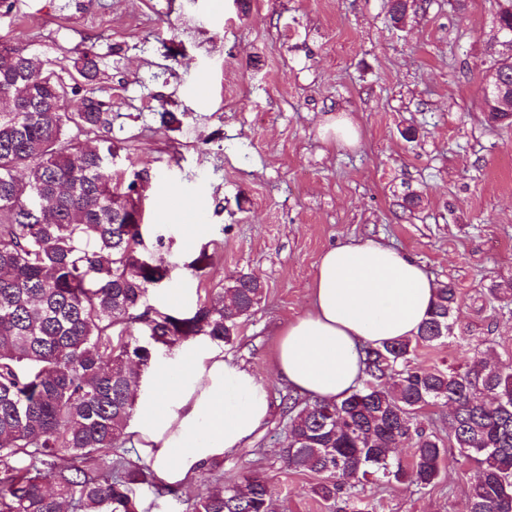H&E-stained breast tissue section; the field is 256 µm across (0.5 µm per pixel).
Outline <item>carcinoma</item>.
Returning a JSON list of instances; mask_svg holds the SVG:
<instances>
[{"label": "carcinoma", "mask_w": 512, "mask_h": 512, "mask_svg": "<svg viewBox=\"0 0 512 512\" xmlns=\"http://www.w3.org/2000/svg\"><path fill=\"white\" fill-rule=\"evenodd\" d=\"M2 95L15 105L0 110V512H138L134 486L157 480L118 448L141 371L198 336L232 343L264 285L240 273L189 312L146 305L169 269L147 256L141 208L118 189L147 177L105 174L116 157L106 102L61 111L65 84L4 42ZM487 294L511 301L512 280ZM458 310V289L442 284L417 335L365 348L367 379L346 397L288 396L284 459L319 477L321 500L371 479L433 485L451 446L480 468L469 512H512V371L478 347L463 371L411 365L416 348L452 335ZM439 404L452 409L446 443L419 421ZM406 445L404 463L395 451ZM61 448L80 464L56 467ZM217 467L186 512H270L263 477L226 482Z\"/></svg>", "instance_id": "carcinoma-1"}]
</instances>
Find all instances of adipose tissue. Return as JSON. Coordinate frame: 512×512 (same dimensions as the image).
Returning a JSON list of instances; mask_svg holds the SVG:
<instances>
[{"label":"adipose tissue","instance_id":"ef3b65f1","mask_svg":"<svg viewBox=\"0 0 512 512\" xmlns=\"http://www.w3.org/2000/svg\"><path fill=\"white\" fill-rule=\"evenodd\" d=\"M437 288L420 263L380 242L329 248L308 310L278 333V378L305 396L342 399L364 377L362 348L417 335ZM270 412L266 384L200 336L154 365L129 434L159 482L180 489L202 465L250 442Z\"/></svg>","mask_w":512,"mask_h":512}]
</instances>
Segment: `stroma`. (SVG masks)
<instances>
[{
    "mask_svg": "<svg viewBox=\"0 0 512 512\" xmlns=\"http://www.w3.org/2000/svg\"><path fill=\"white\" fill-rule=\"evenodd\" d=\"M388 0H13L0 9V41L38 57L64 83L112 104L118 171H147L145 236L170 268L149 290L160 308L169 288L208 291L249 273L265 285L257 311L225 356L267 385L272 411L261 434L224 456L225 480L255 473L274 512H467L475 463L449 449L436 484L373 482L317 497L318 478L283 461L287 422L276 376V332L301 315L323 252L376 240L405 251L438 283H453V336L418 348L423 368L463 369L474 348L512 368V304L484 288L512 278V129L488 124L484 75L498 39L496 0H419L404 27ZM97 76L77 81V63ZM163 112L178 124L165 127ZM345 113L357 148L322 135ZM417 132L406 141L405 128ZM421 195L419 207L403 206ZM192 205L205 227L184 250L173 202ZM164 248H157V240ZM211 255L201 272L189 264ZM202 489L136 491L139 512H185Z\"/></svg>",
    "mask_w": 512,
    "mask_h": 512,
    "instance_id": "35a3bbf8",
    "label": "stroma"
}]
</instances>
